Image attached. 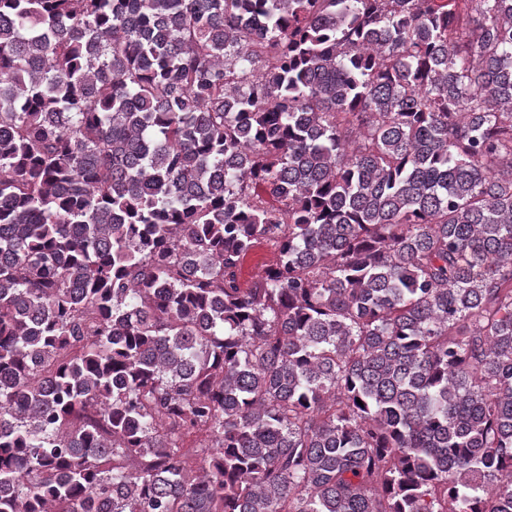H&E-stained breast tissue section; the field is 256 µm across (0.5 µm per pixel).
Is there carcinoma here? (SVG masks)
Returning a JSON list of instances; mask_svg holds the SVG:
<instances>
[{"label":"carcinoma","mask_w":512,"mask_h":512,"mask_svg":"<svg viewBox=\"0 0 512 512\" xmlns=\"http://www.w3.org/2000/svg\"><path fill=\"white\" fill-rule=\"evenodd\" d=\"M0 512H512V0H0ZM276 256L275 248L269 243H260L245 257L238 271L242 288H247L260 275Z\"/></svg>","instance_id":"carcinoma-1"}]
</instances>
